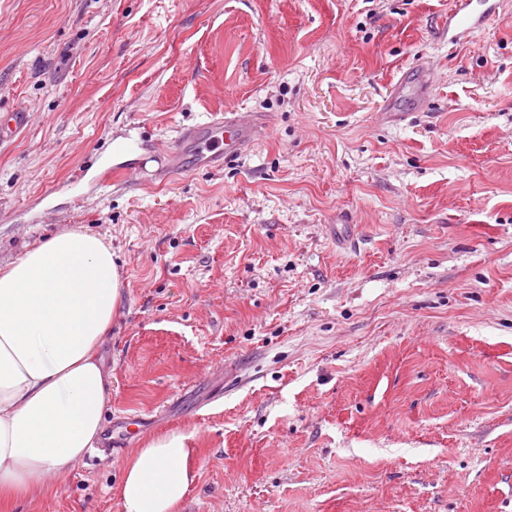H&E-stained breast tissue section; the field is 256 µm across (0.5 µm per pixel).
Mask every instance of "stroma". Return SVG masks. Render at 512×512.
I'll return each mask as SVG.
<instances>
[{"mask_svg": "<svg viewBox=\"0 0 512 512\" xmlns=\"http://www.w3.org/2000/svg\"><path fill=\"white\" fill-rule=\"evenodd\" d=\"M455 4L0 0V112L29 114L0 267L65 229L111 244L105 420L141 418L9 512H123L169 431L181 512H512V0L457 42ZM227 112L275 126L219 171L149 161ZM119 141L147 173L97 186ZM189 436L175 431L135 448L117 488L123 512H179L193 474Z\"/></svg>", "mask_w": 512, "mask_h": 512, "instance_id": "stroma-1", "label": "stroma"}]
</instances>
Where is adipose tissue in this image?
<instances>
[{"label": "adipose tissue", "instance_id": "1", "mask_svg": "<svg viewBox=\"0 0 512 512\" xmlns=\"http://www.w3.org/2000/svg\"><path fill=\"white\" fill-rule=\"evenodd\" d=\"M110 244L68 230L0 268V504L33 499L96 447L112 377L99 356L125 300ZM187 435L133 449L123 512H180L193 480Z\"/></svg>", "mask_w": 512, "mask_h": 512}]
</instances>
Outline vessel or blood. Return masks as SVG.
Listing matches in <instances>:
<instances>
[{
  "mask_svg": "<svg viewBox=\"0 0 512 512\" xmlns=\"http://www.w3.org/2000/svg\"><path fill=\"white\" fill-rule=\"evenodd\" d=\"M458 9L450 16L448 26L468 32L496 18L495 6L474 11L472 0H458ZM268 122L257 112H228L224 117L183 132L175 149L154 154L156 163H164L174 154L190 153L193 164L210 170L223 169L225 162L251 149L266 133Z\"/></svg>",
  "mask_w": 512,
  "mask_h": 512,
  "instance_id": "vessel-or-blood-1",
  "label": "vessel or blood"
}]
</instances>
